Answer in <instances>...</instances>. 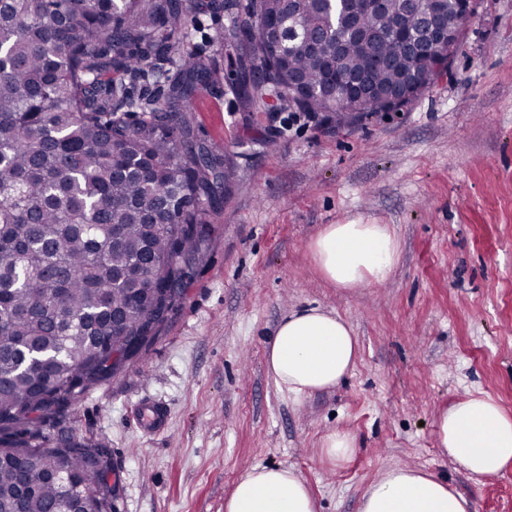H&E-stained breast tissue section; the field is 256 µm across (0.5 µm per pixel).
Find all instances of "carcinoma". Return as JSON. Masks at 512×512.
I'll list each match as a JSON object with an SVG mask.
<instances>
[{
	"mask_svg": "<svg viewBox=\"0 0 512 512\" xmlns=\"http://www.w3.org/2000/svg\"><path fill=\"white\" fill-rule=\"evenodd\" d=\"M196 9L227 12L216 40H234L235 78L180 52ZM349 9L373 45L338 19L312 50L307 31L326 25L317 0H0V512H53L66 476L92 492L89 512H112L107 448L50 446L43 423L110 379L113 355L152 345L192 274L183 260L207 259V217L234 178L224 145L195 135L196 91L227 82L253 112L271 86L286 105L291 68L308 89L291 108L340 125L404 103L338 111L327 63L382 88L448 71L443 49L411 54L395 39L413 23L407 0ZM150 73L167 90L133 97Z\"/></svg>",
	"mask_w": 512,
	"mask_h": 512,
	"instance_id": "obj_1",
	"label": "carcinoma"
}]
</instances>
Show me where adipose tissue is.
Segmentation results:
<instances>
[{
	"mask_svg": "<svg viewBox=\"0 0 512 512\" xmlns=\"http://www.w3.org/2000/svg\"><path fill=\"white\" fill-rule=\"evenodd\" d=\"M310 249L321 276L339 288L387 281L399 256L398 240L385 224H329ZM359 355L346 320L305 308L281 321L266 363L280 388L301 397L336 386ZM438 437L443 453L472 476L495 477L512 466V416L491 396L468 392L441 411ZM225 512H315V502L292 468L257 465L239 480ZM360 512H472V505L439 476L399 466L369 485Z\"/></svg>",
	"mask_w": 512,
	"mask_h": 512,
	"instance_id": "ef3b65f1",
	"label": "adipose tissue"
}]
</instances>
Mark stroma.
Segmentation results:
<instances>
[{
  "mask_svg": "<svg viewBox=\"0 0 512 512\" xmlns=\"http://www.w3.org/2000/svg\"><path fill=\"white\" fill-rule=\"evenodd\" d=\"M226 14L192 15L188 46L226 68ZM199 139L223 144L236 181L210 214L208 260L156 342L57 415L52 440L110 450L113 512H225L255 465L296 470L316 512H360L395 466L426 470L473 512H512V468L476 480L442 454L437 415L483 392L512 415V0H475L447 76L402 112L336 127L287 107L242 111L226 87L193 99ZM387 224L392 276L325 281L310 244L328 224ZM346 319L360 358L337 386L295 398L266 365L288 312ZM164 402L143 436L134 408ZM349 431L334 460L326 436ZM169 413L165 403L151 398L140 400L135 408L138 427L144 434L162 432L168 423ZM323 448L330 458L343 459L353 448V438L346 431L336 430L326 437Z\"/></svg>",
  "mask_w": 512,
  "mask_h": 512,
  "instance_id": "1",
  "label": "stroma"
}]
</instances>
